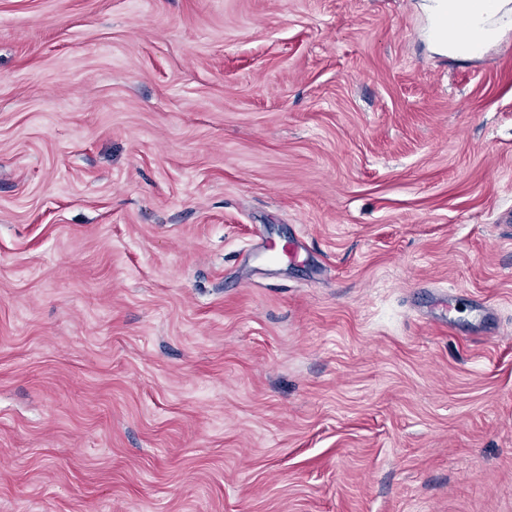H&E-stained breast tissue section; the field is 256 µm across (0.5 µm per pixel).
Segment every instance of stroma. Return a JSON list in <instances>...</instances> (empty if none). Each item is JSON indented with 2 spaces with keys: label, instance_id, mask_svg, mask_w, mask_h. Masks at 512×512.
<instances>
[{
  "label": "stroma",
  "instance_id": "35a3bbf8",
  "mask_svg": "<svg viewBox=\"0 0 512 512\" xmlns=\"http://www.w3.org/2000/svg\"><path fill=\"white\" fill-rule=\"evenodd\" d=\"M425 2L0 0V512H512V28ZM428 1V11L444 24L448 33V43L446 33L436 40L441 49L448 47V54L460 50L478 52L496 37L497 24L504 27L512 23L509 0Z\"/></svg>",
  "mask_w": 512,
  "mask_h": 512
}]
</instances>
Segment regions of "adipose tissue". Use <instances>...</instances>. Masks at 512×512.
I'll return each instance as SVG.
<instances>
[{
  "instance_id": "adipose-tissue-1",
  "label": "adipose tissue",
  "mask_w": 512,
  "mask_h": 512,
  "mask_svg": "<svg viewBox=\"0 0 512 512\" xmlns=\"http://www.w3.org/2000/svg\"><path fill=\"white\" fill-rule=\"evenodd\" d=\"M427 9L445 26L438 46L452 52L479 51L512 24V0H429Z\"/></svg>"
}]
</instances>
